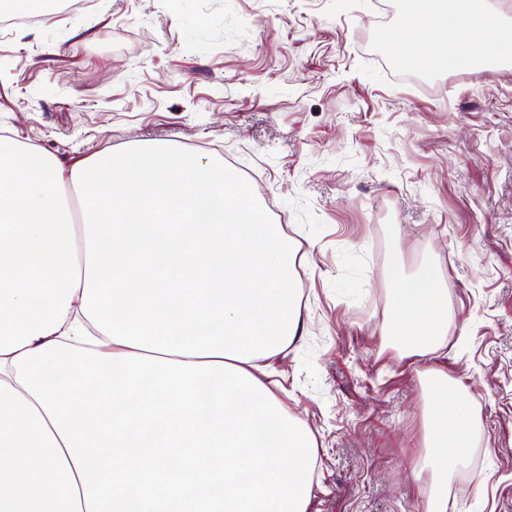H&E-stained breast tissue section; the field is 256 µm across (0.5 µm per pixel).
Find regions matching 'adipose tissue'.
<instances>
[{"mask_svg": "<svg viewBox=\"0 0 512 512\" xmlns=\"http://www.w3.org/2000/svg\"><path fill=\"white\" fill-rule=\"evenodd\" d=\"M394 48L494 65L512 27L477 0H414ZM384 277V335L435 354L440 269ZM299 293L287 238L223 164L153 142L67 166L1 134L0 512H307L315 441L256 363L297 338ZM420 376L426 512H448L477 419L447 371Z\"/></svg>", "mask_w": 512, "mask_h": 512, "instance_id": "1", "label": "adipose tissue"}]
</instances>
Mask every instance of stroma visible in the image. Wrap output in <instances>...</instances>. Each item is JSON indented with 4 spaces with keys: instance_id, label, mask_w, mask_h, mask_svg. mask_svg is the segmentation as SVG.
<instances>
[{
    "instance_id": "35a3bbf8",
    "label": "stroma",
    "mask_w": 512,
    "mask_h": 512,
    "mask_svg": "<svg viewBox=\"0 0 512 512\" xmlns=\"http://www.w3.org/2000/svg\"><path fill=\"white\" fill-rule=\"evenodd\" d=\"M98 0L0 41V131L64 164L154 141L222 161L295 251L304 333L266 381L313 434L308 512H425L428 364L480 421L448 512H512V68L398 81L404 0ZM440 267L448 340L404 358L382 269Z\"/></svg>"
}]
</instances>
